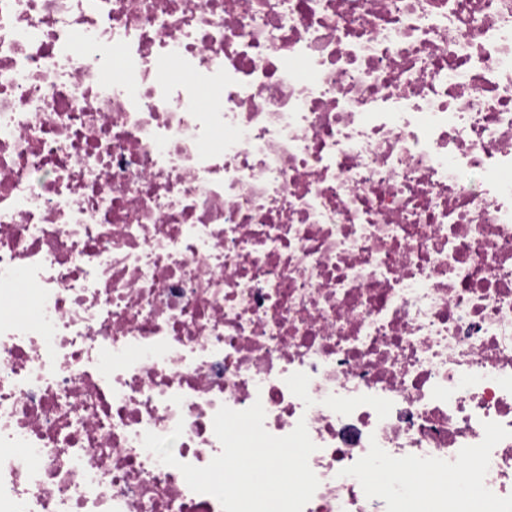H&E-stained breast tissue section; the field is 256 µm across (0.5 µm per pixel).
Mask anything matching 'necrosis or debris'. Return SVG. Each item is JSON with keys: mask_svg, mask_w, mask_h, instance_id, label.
<instances>
[{"mask_svg": "<svg viewBox=\"0 0 512 512\" xmlns=\"http://www.w3.org/2000/svg\"><path fill=\"white\" fill-rule=\"evenodd\" d=\"M257 402L512 512V0H0V512H223L143 435Z\"/></svg>", "mask_w": 512, "mask_h": 512, "instance_id": "1", "label": "necrosis or debris"}]
</instances>
